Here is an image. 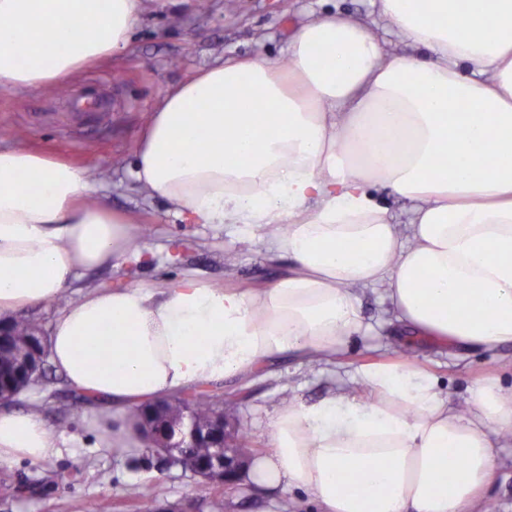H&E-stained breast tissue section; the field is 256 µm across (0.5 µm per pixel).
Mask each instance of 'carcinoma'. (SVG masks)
I'll use <instances>...</instances> for the list:
<instances>
[{
	"label": "carcinoma",
	"instance_id": "carcinoma-1",
	"mask_svg": "<svg viewBox=\"0 0 512 512\" xmlns=\"http://www.w3.org/2000/svg\"><path fill=\"white\" fill-rule=\"evenodd\" d=\"M44 341L40 326L32 319L15 317L3 326V334L0 335V383L4 387L20 392L43 375L38 365L29 370L23 366L35 345H40L41 352H46ZM190 405L197 418L204 422L224 411L223 399L208 393L192 395Z\"/></svg>",
	"mask_w": 512,
	"mask_h": 512
}]
</instances>
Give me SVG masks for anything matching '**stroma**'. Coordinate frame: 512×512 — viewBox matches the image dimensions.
<instances>
[{"mask_svg":"<svg viewBox=\"0 0 512 512\" xmlns=\"http://www.w3.org/2000/svg\"><path fill=\"white\" fill-rule=\"evenodd\" d=\"M332 11L364 19L386 48L401 55L416 49L380 16L375 0H196L172 6L143 0L132 39L123 54L77 74L58 94L17 89L0 92V145L44 149L89 171L91 195L151 225L136 249L145 261L127 257L117 266L80 274L54 301L26 309L43 332L60 311L84 292L117 284L174 287L186 278L218 287H264L288 271L272 261L265 241H242L228 224H193L136 189L131 175L137 136L166 90L228 57L287 54L289 37L302 23ZM234 254L226 265V254ZM365 335H355L331 363H299L279 357L257 373L205 385L222 396L246 392L231 414L250 434L256 450L271 447L278 409L291 400L314 401L331 392L355 390L354 375L365 364H392L401 356L436 375L448 399L466 408L468 389L496 376L512 387V345L496 354L451 350L432 342L402 347L393 339L392 314L379 288L358 292ZM40 405V417L68 442L61 455L33 465L20 460L0 465V512H135L136 496L147 492L168 512H212L222 499L224 512H316L299 490L240 484L224 491L198 475L145 458L143 449L112 453L100 439V409L71 392L63 376L47 366L46 377L13 402L14 408ZM472 512H512V440L503 439L495 476Z\"/></svg>","mask_w":512,"mask_h":512,"instance_id":"obj_1","label":"stroma"}]
</instances>
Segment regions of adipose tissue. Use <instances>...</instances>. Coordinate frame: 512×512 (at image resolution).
Wrapping results in <instances>:
<instances>
[{
    "label": "adipose tissue",
    "instance_id": "adipose-tissue-1",
    "mask_svg": "<svg viewBox=\"0 0 512 512\" xmlns=\"http://www.w3.org/2000/svg\"><path fill=\"white\" fill-rule=\"evenodd\" d=\"M142 0H0V91L62 85L130 41ZM430 61L390 56L365 24L298 27L288 58H230L170 88L140 132L132 175L195 224L270 235L286 275L240 290L186 279L104 287L69 304L48 353L104 404L113 447L136 448L129 408L244 377L276 355L320 360L362 328L354 294L384 287L399 329L454 347L512 344V0H378ZM375 186L418 201L407 233ZM89 173L0 147V314L53 300L123 260L125 214L90 199ZM371 393L292 402L251 482L321 512H469L512 437L494 379L448 406L411 362L361 366ZM63 442L30 410L0 411V464Z\"/></svg>",
    "mask_w": 512,
    "mask_h": 512
}]
</instances>
